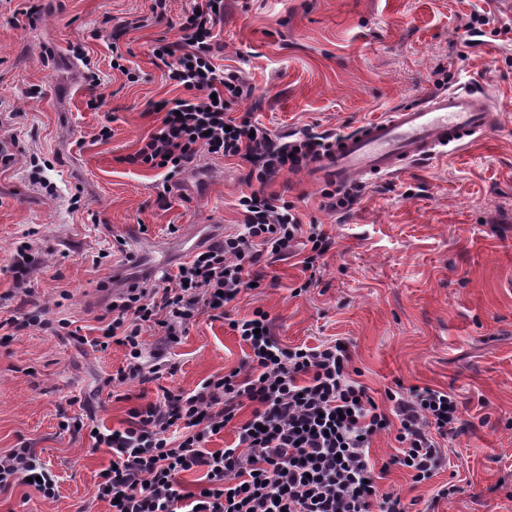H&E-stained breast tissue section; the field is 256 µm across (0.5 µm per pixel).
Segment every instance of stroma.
I'll use <instances>...</instances> for the list:
<instances>
[{
    "label": "stroma",
    "instance_id": "35a3bbf8",
    "mask_svg": "<svg viewBox=\"0 0 512 512\" xmlns=\"http://www.w3.org/2000/svg\"><path fill=\"white\" fill-rule=\"evenodd\" d=\"M36 3L35 19L18 20L23 0H0V144L12 156L0 165V318L33 301L88 341L29 329L0 344V454L28 444L59 477L56 498L21 485L0 494V512H106L97 483L110 454L88 427L121 428L158 386L191 392L238 367L246 347L228 319L204 313L171 348L175 371L161 384L108 387L125 350L89 340L129 284L154 283L236 229L249 167L201 158L175 176L165 208L158 171L124 161L157 126L152 103L180 94L152 46L177 36L191 0H169L162 23L150 20V0ZM475 12L497 34L468 35ZM134 18L146 26L117 41L139 74L131 83L113 69L111 45ZM216 31V66L253 88L234 112L280 136H337L467 82L496 101V129L398 176L363 180L347 210L326 205L311 168L276 178L268 192L334 244L304 293L299 256L260 264V288L232 303L231 317L262 309L288 345L346 341L379 406L399 386L456 393L471 428L448 449L449 466L421 484L395 468L385 483L419 512H512V0H224ZM95 93L105 100L97 110L87 106ZM104 125L112 136L101 141ZM23 242L29 299L11 271ZM74 416L86 431L61 429ZM444 483L456 493L434 500Z\"/></svg>",
    "mask_w": 512,
    "mask_h": 512
}]
</instances>
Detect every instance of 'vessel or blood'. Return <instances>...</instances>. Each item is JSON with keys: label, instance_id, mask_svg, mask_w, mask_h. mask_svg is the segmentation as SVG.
Returning a JSON list of instances; mask_svg holds the SVG:
<instances>
[{"label": "vessel or blood", "instance_id": "1", "mask_svg": "<svg viewBox=\"0 0 512 512\" xmlns=\"http://www.w3.org/2000/svg\"><path fill=\"white\" fill-rule=\"evenodd\" d=\"M500 121L497 105L484 94L466 89L433 92L340 136L313 170L341 187L367 177L393 176L409 163L464 148Z\"/></svg>", "mask_w": 512, "mask_h": 512}]
</instances>
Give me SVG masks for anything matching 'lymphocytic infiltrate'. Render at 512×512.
<instances>
[{
  "label": "lymphocytic infiltrate",
  "instance_id": "obj_1",
  "mask_svg": "<svg viewBox=\"0 0 512 512\" xmlns=\"http://www.w3.org/2000/svg\"><path fill=\"white\" fill-rule=\"evenodd\" d=\"M223 0H199L179 23L176 40L156 39L152 49L164 77L184 96L157 102L160 125L141 141L128 163L162 171L172 180L203 156L238 158L250 166L256 187L237 205L239 228L164 273L160 284L130 285L109 307L112 319L91 340L105 350H126L109 384L155 382L173 367L167 356L200 314L224 309L259 282L257 266L293 254L315 271L333 241L321 225H304L293 206L265 188L282 172H297L326 154L331 136L309 131L284 142L232 105L251 89L214 64L215 28ZM248 351L237 368L206 379L191 392L162 389L156 400L128 411L121 429L99 426L92 439L111 459L99 474L97 497L108 512H412L396 489L384 486L391 468L413 483L430 480L469 423L455 394L413 386L388 391L379 407L355 379L346 342L286 345L263 310L229 321ZM157 336L147 343L146 331ZM249 417H242L243 409ZM233 427L231 445L208 444ZM390 431L398 447L384 462L370 456L377 434ZM199 470L204 486L191 491L182 473ZM35 479L43 498H55L54 473L36 462L33 448L0 455V493Z\"/></svg>",
  "mask_w": 512,
  "mask_h": 512
}]
</instances>
